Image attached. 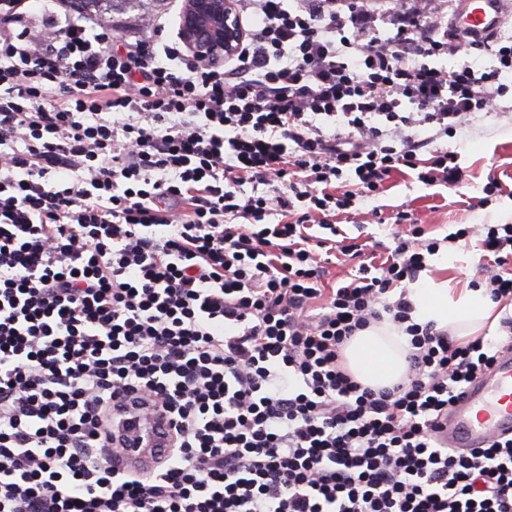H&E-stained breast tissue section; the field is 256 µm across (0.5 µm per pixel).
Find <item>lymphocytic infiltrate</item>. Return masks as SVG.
Listing matches in <instances>:
<instances>
[{
  "instance_id": "f902f5d3",
  "label": "lymphocytic infiltrate",
  "mask_w": 512,
  "mask_h": 512,
  "mask_svg": "<svg viewBox=\"0 0 512 512\" xmlns=\"http://www.w3.org/2000/svg\"><path fill=\"white\" fill-rule=\"evenodd\" d=\"M430 2L234 0L249 26L221 67L155 17L129 41L0 11V512H512V439L436 436L512 317L463 342L412 322L402 285L439 244L408 212L377 264L323 236L401 169L458 184L440 139L512 90V40ZM463 50L497 65L429 63ZM479 235L511 303L512 224ZM326 247L360 260L333 290ZM385 319L409 366L374 389L343 350ZM133 404L168 428L151 473L118 446Z\"/></svg>"
}]
</instances>
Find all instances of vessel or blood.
Segmentation results:
<instances>
[{
	"label": "vessel or blood",
	"instance_id": "obj_1",
	"mask_svg": "<svg viewBox=\"0 0 512 512\" xmlns=\"http://www.w3.org/2000/svg\"><path fill=\"white\" fill-rule=\"evenodd\" d=\"M512 0H458L453 24L484 39L497 33ZM451 448L486 447L491 438H512V348L502 352L485 374L465 388L448 408L438 431Z\"/></svg>",
	"mask_w": 512,
	"mask_h": 512
}]
</instances>
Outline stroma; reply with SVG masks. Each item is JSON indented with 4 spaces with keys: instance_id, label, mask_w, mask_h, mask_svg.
Wrapping results in <instances>:
<instances>
[{
    "instance_id": "35a3bbf8",
    "label": "stroma",
    "mask_w": 512,
    "mask_h": 512,
    "mask_svg": "<svg viewBox=\"0 0 512 512\" xmlns=\"http://www.w3.org/2000/svg\"><path fill=\"white\" fill-rule=\"evenodd\" d=\"M449 149L458 154L465 179L458 187L428 186L414 171L393 174L381 194L358 204L355 215L340 219L342 236L362 240H386L397 212L409 211L413 221L424 225L430 239H443L463 227L483 224H512V96L502 98L497 109L471 118ZM497 179L501 189L485 195L489 179ZM451 251V267H443L441 254L428 256L426 277L456 279L470 283L484 281L487 265L479 264L477 240L456 243Z\"/></svg>"
}]
</instances>
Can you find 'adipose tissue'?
I'll list each match as a JSON object with an SVG mask.
<instances>
[{
    "mask_svg": "<svg viewBox=\"0 0 512 512\" xmlns=\"http://www.w3.org/2000/svg\"><path fill=\"white\" fill-rule=\"evenodd\" d=\"M414 323H431L466 337L494 332L501 317L497 305L480 288H454L426 280L411 288ZM407 336L390 322L359 332L344 351L347 370L362 384L381 388L401 380L407 369Z\"/></svg>",
    "mask_w": 512,
    "mask_h": 512,
    "instance_id": "adipose-tissue-1",
    "label": "adipose tissue"
}]
</instances>
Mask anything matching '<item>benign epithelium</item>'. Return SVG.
<instances>
[{
    "label": "benign epithelium",
    "mask_w": 512,
    "mask_h": 512,
    "mask_svg": "<svg viewBox=\"0 0 512 512\" xmlns=\"http://www.w3.org/2000/svg\"><path fill=\"white\" fill-rule=\"evenodd\" d=\"M180 37L186 48L214 66L224 65L244 39L234 12V0H184ZM125 441L136 448H157L168 443L158 418L137 413Z\"/></svg>",
    "instance_id": "1"
}]
</instances>
